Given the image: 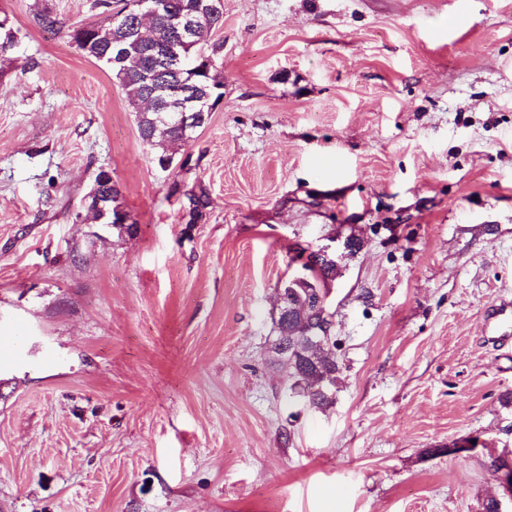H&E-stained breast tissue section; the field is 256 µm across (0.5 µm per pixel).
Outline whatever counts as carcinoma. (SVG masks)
<instances>
[{
    "label": "carcinoma",
    "mask_w": 512,
    "mask_h": 512,
    "mask_svg": "<svg viewBox=\"0 0 512 512\" xmlns=\"http://www.w3.org/2000/svg\"><path fill=\"white\" fill-rule=\"evenodd\" d=\"M137 0H94V6L105 15L99 23L80 24L68 32L70 41L84 55L104 64L125 91L126 97L136 113L138 130L143 142L156 149L157 162L173 158L172 147L186 142L194 128L202 127L208 120L214 105L224 97V82L217 73V65L201 71L175 70L163 47L175 34L172 20L182 14L197 9L208 0H157L158 14L148 20L153 39L146 44L128 38L122 42L123 52L128 58L130 70L112 63V39L120 36L123 26L134 27L138 22ZM224 27V19L207 21L198 26L195 39L210 59L217 58L222 43L214 36ZM140 68L155 73L158 83L157 96L163 100L194 99V128L184 129L177 120L167 113L141 108L146 91L143 79L133 73ZM95 181L100 185V193L107 207L112 209L113 218L123 211L119 187L104 171H99ZM191 210L196 216H203L202 210L209 206V198L204 190L187 194ZM309 280L288 279L286 286L299 292L312 286L322 287L327 280H335L336 272L324 267L318 252L308 255ZM326 320L317 315H295L285 321H276L277 336L272 351L280 363L288 370V389L303 399L306 405L316 410L332 407L336 400V388L342 367L336 356L323 357L307 344L309 335L322 328Z\"/></svg>",
    "instance_id": "carcinoma-1"
}]
</instances>
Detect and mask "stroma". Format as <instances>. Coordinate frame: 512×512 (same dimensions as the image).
<instances>
[{"label":"stroma","instance_id":"1","mask_svg":"<svg viewBox=\"0 0 512 512\" xmlns=\"http://www.w3.org/2000/svg\"><path fill=\"white\" fill-rule=\"evenodd\" d=\"M92 3L0 0L20 30L0 58V512L502 498L512 350L486 309L512 296V0H224V98L167 170L67 36ZM102 169L133 233L85 212ZM335 238L354 242L328 298L342 373L317 411L271 345L293 254Z\"/></svg>","mask_w":512,"mask_h":512}]
</instances>
